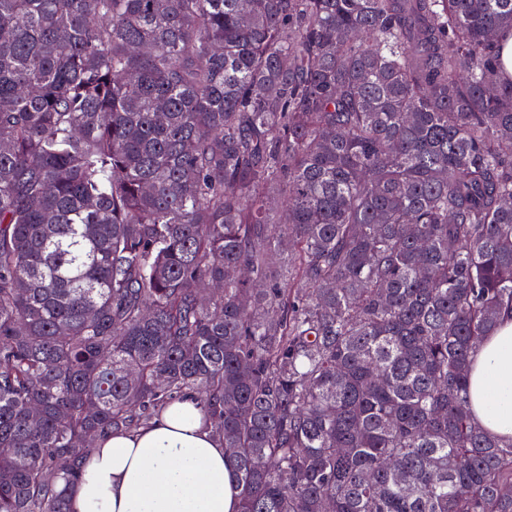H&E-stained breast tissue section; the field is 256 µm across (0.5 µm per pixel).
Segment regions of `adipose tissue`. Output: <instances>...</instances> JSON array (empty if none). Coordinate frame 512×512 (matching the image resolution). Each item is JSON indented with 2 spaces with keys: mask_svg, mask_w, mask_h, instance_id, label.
I'll return each instance as SVG.
<instances>
[{
  "mask_svg": "<svg viewBox=\"0 0 512 512\" xmlns=\"http://www.w3.org/2000/svg\"><path fill=\"white\" fill-rule=\"evenodd\" d=\"M471 408L490 433L512 436V316L484 339L471 371ZM71 512H239L233 465L195 403L99 441Z\"/></svg>",
  "mask_w": 512,
  "mask_h": 512,
  "instance_id": "1",
  "label": "adipose tissue"
}]
</instances>
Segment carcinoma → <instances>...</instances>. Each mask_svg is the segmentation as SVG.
Returning <instances> with one entry per match:
<instances>
[{"label":"carcinoma","mask_w":512,"mask_h":512,"mask_svg":"<svg viewBox=\"0 0 512 512\" xmlns=\"http://www.w3.org/2000/svg\"><path fill=\"white\" fill-rule=\"evenodd\" d=\"M512 0H0V512L194 400L240 512H512ZM471 408L490 433L512 436V316H504L487 336L471 371Z\"/></svg>","instance_id":"obj_1"}]
</instances>
